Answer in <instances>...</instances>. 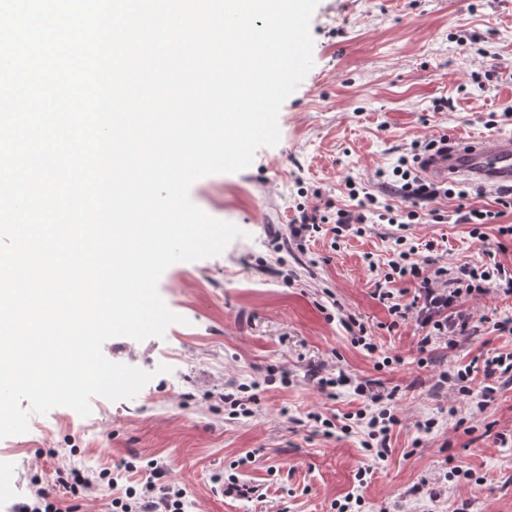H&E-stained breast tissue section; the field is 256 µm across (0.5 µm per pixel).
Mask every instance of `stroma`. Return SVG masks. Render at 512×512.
<instances>
[{
  "mask_svg": "<svg viewBox=\"0 0 512 512\" xmlns=\"http://www.w3.org/2000/svg\"><path fill=\"white\" fill-rule=\"evenodd\" d=\"M310 33L313 66L280 109L278 144L260 148L248 168L190 190L199 208L242 237L220 255L163 273L159 292L182 323L161 338L103 346L108 359L152 380L129 400L94 397L86 417L67 407L32 415L27 433L0 439V512L39 489L72 512H112L107 483L74 496L58 477L129 459L137 468L124 484L146 482L161 467L185 488L190 512H336L335 501L356 487L363 512H512V378H500L482 410L439 384L448 366L478 367L487 354L512 352V335L493 327L512 317V293L466 298L464 311L483 319L478 330L422 351L415 320L391 327L367 267L391 258L394 226L369 224L341 239L326 230L301 245L288 237L302 210L355 207L349 178L403 207L377 172L415 143L446 130L493 134V113L512 105V0H319ZM490 69L496 77L478 86L475 74ZM469 231L411 227L416 244L433 243L441 265L483 260L501 241L497 258L512 269V238L501 239L494 224L482 241ZM348 317L375 337L388 366L353 344ZM162 364L170 373H158ZM314 368L395 391L400 422L386 461L372 462L360 427L341 430L362 400L346 387L321 392L309 377ZM273 369L287 371L290 384L269 382ZM242 384L253 388V414L235 418L221 395ZM453 404L463 427L448 416ZM311 412L334 422L332 435L308 421ZM429 418L436 428L419 433L417 422ZM455 466L471 479H449ZM222 474L254 495L220 494ZM422 483L428 492L420 496Z\"/></svg>",
  "mask_w": 512,
  "mask_h": 512,
  "instance_id": "obj_1",
  "label": "stroma"
}]
</instances>
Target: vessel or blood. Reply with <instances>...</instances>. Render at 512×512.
I'll return each mask as SVG.
<instances>
[{
    "mask_svg": "<svg viewBox=\"0 0 512 512\" xmlns=\"http://www.w3.org/2000/svg\"><path fill=\"white\" fill-rule=\"evenodd\" d=\"M422 174L439 182L474 179L487 188L512 184V136L491 135L474 141L459 133L449 134L444 149L424 161Z\"/></svg>",
    "mask_w": 512,
    "mask_h": 512,
    "instance_id": "vessel-or-blood-1",
    "label": "vessel or blood"
}]
</instances>
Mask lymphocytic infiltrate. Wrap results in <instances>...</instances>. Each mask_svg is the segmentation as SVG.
I'll use <instances>...</instances> for the list:
<instances>
[{
    "mask_svg": "<svg viewBox=\"0 0 512 512\" xmlns=\"http://www.w3.org/2000/svg\"><path fill=\"white\" fill-rule=\"evenodd\" d=\"M435 139L428 138L415 146L413 157H401L392 169V176L404 209L379 203L372 194H365L356 208L337 209L333 215L318 212L304 213L298 225L292 226L294 240L302 242L312 234L321 232L323 224L333 223L335 236H343L359 224H393L399 234L398 246L386 267L369 262L368 268L376 273L375 294L386 305L392 325H399L408 317H415L421 334L417 345L426 350L434 340L454 339L469 335L475 325L471 314L461 311L463 296L486 295L494 290L512 292V271L496 259L495 251H487L485 260L477 263L463 262L453 267L437 264L431 258H422L407 235L410 225L428 220L444 223L455 219L456 223L470 225V234L484 239V225L495 223L505 211L512 209V186L498 190L495 194L496 209H480L469 206V192L460 184L439 183L426 180L420 175L421 157L431 152ZM446 198L458 199L459 205L453 215H445L434 206L435 201ZM414 282L418 293L412 301L400 299L392 289L397 282ZM482 381H475L472 369L449 368L441 372V383L453 384L458 392L477 407L489 404L495 393V379L512 374V352H498L484 358ZM326 386H352L356 395L363 399L364 406L356 417L366 428L364 449L372 460L382 461L388 456V436L397 422L393 412V394H384L365 384H351L346 374L326 379ZM112 512H188L185 490L176 482L164 484L146 482L141 488L126 487L123 495L113 498Z\"/></svg>",
    "mask_w": 512,
    "mask_h": 512,
    "instance_id": "lymphocytic-infiltrate-1",
    "label": "lymphocytic infiltrate"
}]
</instances>
